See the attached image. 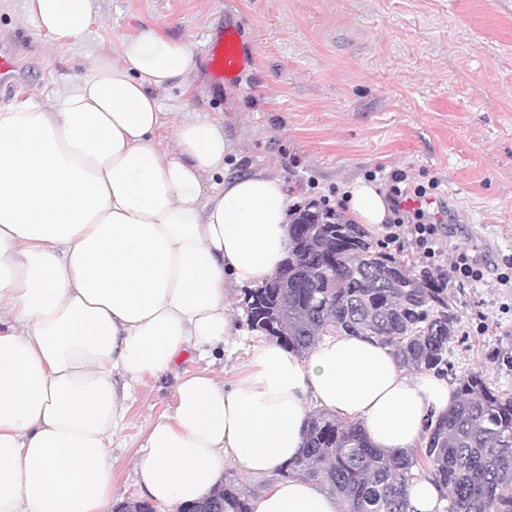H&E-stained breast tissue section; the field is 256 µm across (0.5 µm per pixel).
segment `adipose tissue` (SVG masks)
Returning <instances> with one entry per match:
<instances>
[{
  "mask_svg": "<svg viewBox=\"0 0 512 512\" xmlns=\"http://www.w3.org/2000/svg\"><path fill=\"white\" fill-rule=\"evenodd\" d=\"M25 11L56 48L94 22L93 0ZM193 62L190 42L145 28L51 105L0 109V512H108L129 388L171 370L175 404L135 461L141 495L163 505L206 497L238 465L267 482L253 512H340L303 476L271 479L298 460L310 406L397 453L454 400L447 379L360 336L325 337L304 358L259 344L229 384L179 370L234 335L233 285L264 282L288 251L284 181L226 177L220 122H182L175 151L157 148L160 93L191 94ZM343 207L358 224L391 215L363 179Z\"/></svg>",
  "mask_w": 512,
  "mask_h": 512,
  "instance_id": "ef3b65f1",
  "label": "adipose tissue"
}]
</instances>
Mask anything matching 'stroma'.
I'll return each instance as SVG.
<instances>
[{
	"label": "stroma",
	"instance_id": "stroma-1",
	"mask_svg": "<svg viewBox=\"0 0 512 512\" xmlns=\"http://www.w3.org/2000/svg\"><path fill=\"white\" fill-rule=\"evenodd\" d=\"M94 9L90 30L53 50L25 0H0V43L28 71L0 88V107L53 102L77 86L92 56L116 52L141 28L191 40L196 89L161 93L158 145L173 149L178 122L209 115L234 145L228 175L280 174L292 204L338 210L350 181L372 175L383 186L395 171L407 185H433L451 218L441 264L466 251L484 273L447 285L458 314L449 371L483 372L493 389L512 393V368L493 360L512 348V288L498 280L512 262V0H94ZM228 21L245 33L254 62L241 82L220 84L206 51ZM231 303L239 334L222 354L190 352L184 367L230 374L262 342L241 288ZM174 386L170 375L133 386L112 442L113 505L138 501L133 462L149 425L173 405Z\"/></svg>",
	"mask_w": 512,
	"mask_h": 512
}]
</instances>
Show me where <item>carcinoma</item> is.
Instances as JSON below:
<instances>
[{
    "mask_svg": "<svg viewBox=\"0 0 512 512\" xmlns=\"http://www.w3.org/2000/svg\"><path fill=\"white\" fill-rule=\"evenodd\" d=\"M288 234L279 271L244 292L252 330L299 355L328 334L368 336L407 370L448 373L458 314L445 284L411 273L361 224L306 211L293 216ZM415 471L440 485L445 512H512V395L480 372L466 374L454 404L400 454L373 447L359 423L315 411L299 461L280 475L302 474L338 499L341 512H408ZM190 509L250 512V499L225 479Z\"/></svg>",
    "mask_w": 512,
    "mask_h": 512,
    "instance_id": "1",
    "label": "carcinoma"
}]
</instances>
